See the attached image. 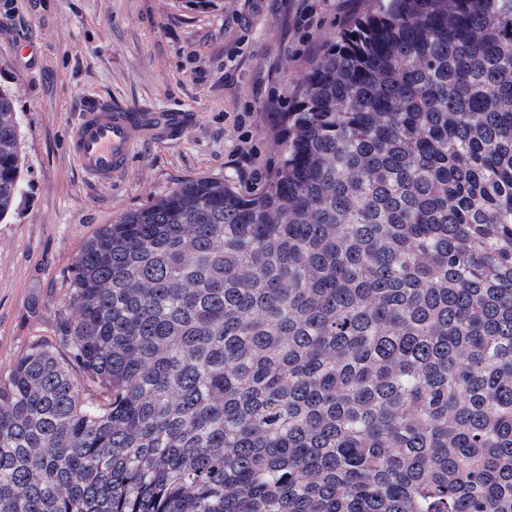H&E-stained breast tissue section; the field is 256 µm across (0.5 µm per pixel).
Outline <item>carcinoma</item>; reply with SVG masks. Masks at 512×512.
I'll return each instance as SVG.
<instances>
[{
  "label": "carcinoma",
  "mask_w": 512,
  "mask_h": 512,
  "mask_svg": "<svg viewBox=\"0 0 512 512\" xmlns=\"http://www.w3.org/2000/svg\"><path fill=\"white\" fill-rule=\"evenodd\" d=\"M275 147L85 244L0 512H512V0H374ZM24 166L0 89L1 221Z\"/></svg>",
  "instance_id": "carcinoma-1"
}]
</instances>
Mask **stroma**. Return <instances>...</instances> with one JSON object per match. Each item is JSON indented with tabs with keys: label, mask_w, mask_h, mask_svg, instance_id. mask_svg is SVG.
<instances>
[{
	"label": "stroma",
	"mask_w": 512,
	"mask_h": 512,
	"mask_svg": "<svg viewBox=\"0 0 512 512\" xmlns=\"http://www.w3.org/2000/svg\"><path fill=\"white\" fill-rule=\"evenodd\" d=\"M311 24L296 29L303 4ZM0 0V88L12 93L28 169L0 221V375L66 312L71 268L106 224L196 178L257 189L278 161L273 135L319 49L370 0ZM40 48L36 64L17 53ZM195 116L166 145L142 143L111 184L68 143L89 100Z\"/></svg>",
	"instance_id": "stroma-1"
}]
</instances>
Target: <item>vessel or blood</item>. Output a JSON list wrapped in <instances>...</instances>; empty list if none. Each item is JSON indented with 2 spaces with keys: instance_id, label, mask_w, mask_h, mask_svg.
Segmentation results:
<instances>
[{
  "instance_id": "obj_1",
  "label": "vessel or blood",
  "mask_w": 512,
  "mask_h": 512,
  "mask_svg": "<svg viewBox=\"0 0 512 512\" xmlns=\"http://www.w3.org/2000/svg\"><path fill=\"white\" fill-rule=\"evenodd\" d=\"M69 151L82 170L102 184L123 171L134 145L142 142L165 144L193 120L191 113L167 108H141L87 101Z\"/></svg>"
}]
</instances>
